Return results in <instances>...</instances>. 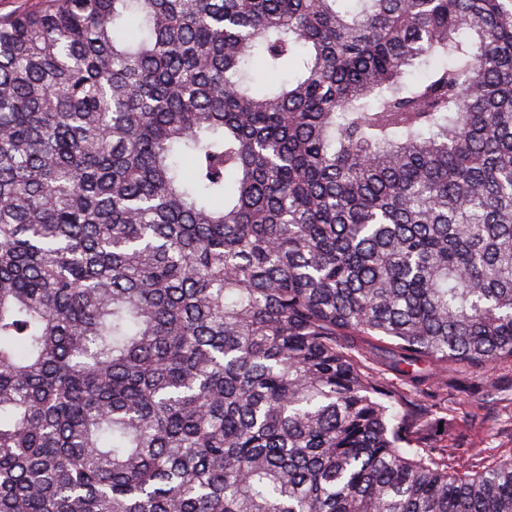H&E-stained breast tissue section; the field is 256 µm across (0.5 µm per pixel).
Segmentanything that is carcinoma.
<instances>
[{"label":"carcinoma","instance_id":"cac0c4a2","mask_svg":"<svg viewBox=\"0 0 512 512\" xmlns=\"http://www.w3.org/2000/svg\"><path fill=\"white\" fill-rule=\"evenodd\" d=\"M512 364V0L0 19V512H512L407 393Z\"/></svg>","mask_w":512,"mask_h":512}]
</instances>
